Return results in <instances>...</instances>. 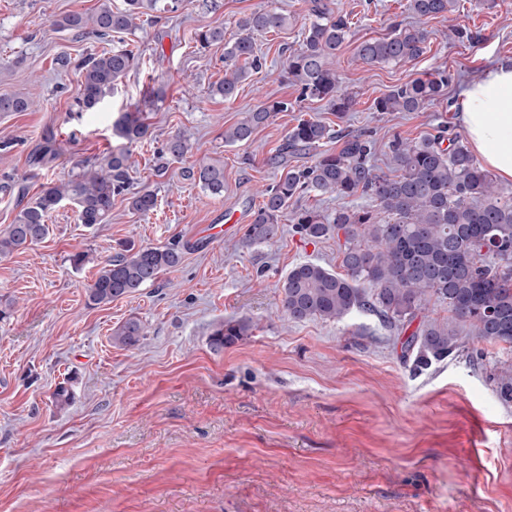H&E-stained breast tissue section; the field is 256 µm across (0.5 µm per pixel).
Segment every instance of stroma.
<instances>
[{
  "mask_svg": "<svg viewBox=\"0 0 512 512\" xmlns=\"http://www.w3.org/2000/svg\"><path fill=\"white\" fill-rule=\"evenodd\" d=\"M354 25L334 67L353 112L335 119L324 103L298 101L284 81V48L298 47L303 0H180L159 22L116 34V48L141 60L98 111L79 110L74 64L102 47L99 38L58 30L53 20L91 12L97 0H0V95H21L29 112L0 113V230L43 184L68 178L79 164L108 155L112 123L144 106L151 137L131 148V191L151 190L155 210L132 213L124 197L105 224H79L62 204L40 242L0 258V512H512V403L490 378L512 364V351L485 346L482 362L448 357L425 370L402 353V339L372 313L338 322L281 317V286L296 264L342 267L335 239H305L283 218L269 243L244 240L238 224L219 241L198 227L233 213L251 217L261 190L279 174L273 159L289 128L319 117L365 132L374 163L385 167L393 136L416 138L438 124L465 128L449 104L466 84L512 62V0H460L449 21L424 20L426 53L413 64L367 66L363 41L413 17L407 0H334ZM257 9L290 15L288 26L255 36L263 66L236 98L214 89L224 79V45L191 42L196 28H222ZM481 33L470 44L449 39V25ZM73 65L64 69L61 57ZM452 75L438 101L415 112L375 111V98L436 69ZM159 93L147 105L150 93ZM294 101L244 144L227 145L225 128L266 100ZM184 133L192 150L156 176L167 139ZM53 139L55 159L31 157ZM224 167V193L204 190L200 162ZM179 242L183 260L132 296L87 303L98 262L118 242ZM88 252L74 268L69 257ZM138 317L145 334L133 349L112 332ZM243 321L245 336L213 350L218 324ZM72 402L57 406L59 385Z\"/></svg>",
  "mask_w": 512,
  "mask_h": 512,
  "instance_id": "obj_1",
  "label": "stroma"
}]
</instances>
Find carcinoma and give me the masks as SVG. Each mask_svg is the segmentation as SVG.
Returning <instances> with one entry per match:
<instances>
[{"mask_svg":"<svg viewBox=\"0 0 512 512\" xmlns=\"http://www.w3.org/2000/svg\"><path fill=\"white\" fill-rule=\"evenodd\" d=\"M458 8L459 0H407L408 11L429 19L445 20ZM175 9L176 0L162 6L159 0H125L123 8L112 6V0H98L92 12L67 14L53 25L82 33L89 30L106 39L138 29V21L154 12ZM305 12L303 40L288 54L285 77L298 87L297 101H324L329 112L342 119L354 109L356 96L337 91L332 60L350 35L351 15L335 9L331 0H305ZM287 23L284 14L259 10L239 19L237 32L227 40L220 28L196 32L193 41L202 47L224 43V81L216 93L226 100L235 97L248 70L261 66L254 34L275 32ZM428 39L423 27L396 24L385 36L360 43L355 56L368 66L410 64L425 53ZM137 62L138 53L128 48L104 49L78 62L80 108L99 107ZM451 81L447 70L438 69L425 79L394 87L376 98L373 108L414 112L443 96ZM32 106L22 96H0V112H27ZM291 107L293 103L286 100H270L243 113L224 130V143L249 141L257 128ZM112 134L124 146L97 165L86 164L71 177L43 186L37 198L0 231V257L44 239L49 233L47 217L64 202L74 205L78 222L88 228L107 223L116 196L127 197L135 214L155 210L153 192L129 191L130 147L151 135L147 113H121L112 124ZM340 137L344 138L341 148H326ZM191 149L189 140L178 133L167 141L164 152L182 159ZM388 150L384 171L372 163L375 143L364 133L343 137L318 118H300L287 131L280 148V175L261 190L262 203L244 233L247 241L268 243L276 237L284 211L300 194L360 196L371 205L342 206L332 217L315 208L294 211L292 222L308 239L336 237L344 273L314 262L292 267L282 283L283 318L338 322L354 311H365L400 333L435 299L448 304L451 316L422 321L402 343L416 368H427L453 354L483 358V352L468 347L471 339L512 348V191L499 187L461 136H448L443 124L417 139L395 137ZM302 154L312 158L310 165L287 166L286 157ZM197 173L212 194L224 193L223 166L202 163ZM182 257V249L174 243L144 247L122 243L115 255L100 263L86 289L88 303L107 305L137 292L177 267ZM246 331L242 322L221 323L211 333V345L221 350ZM142 336V322L130 317L113 331L112 342L132 348ZM493 380L501 400L511 403L512 366L496 369Z\"/></svg>","mask_w":512,"mask_h":512,"instance_id":"1","label":"carcinoma"}]
</instances>
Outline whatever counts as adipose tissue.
<instances>
[{
	"mask_svg": "<svg viewBox=\"0 0 512 512\" xmlns=\"http://www.w3.org/2000/svg\"><path fill=\"white\" fill-rule=\"evenodd\" d=\"M459 119L484 166L512 181V65L498 64L460 95Z\"/></svg>",
	"mask_w": 512,
	"mask_h": 512,
	"instance_id": "obj_1",
	"label": "adipose tissue"
}]
</instances>
